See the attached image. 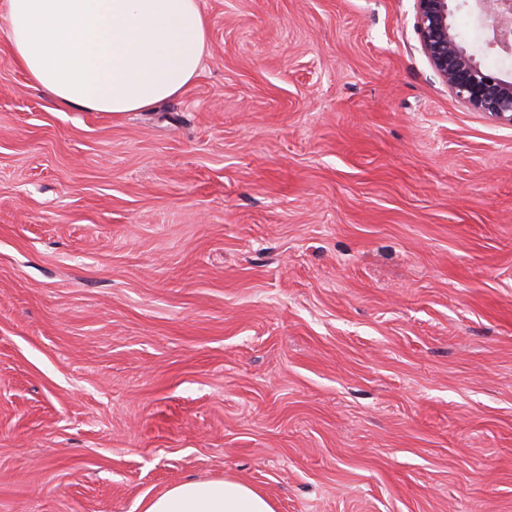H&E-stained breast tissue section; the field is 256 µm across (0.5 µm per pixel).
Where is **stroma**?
<instances>
[{
  "instance_id": "stroma-1",
  "label": "stroma",
  "mask_w": 512,
  "mask_h": 512,
  "mask_svg": "<svg viewBox=\"0 0 512 512\" xmlns=\"http://www.w3.org/2000/svg\"><path fill=\"white\" fill-rule=\"evenodd\" d=\"M199 4L148 112L55 111L0 41V512L227 476L512 512V123L435 76L414 0Z\"/></svg>"
}]
</instances>
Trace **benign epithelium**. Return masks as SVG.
Returning <instances> with one entry per match:
<instances>
[{
	"instance_id": "1",
	"label": "benign epithelium",
	"mask_w": 512,
	"mask_h": 512,
	"mask_svg": "<svg viewBox=\"0 0 512 512\" xmlns=\"http://www.w3.org/2000/svg\"><path fill=\"white\" fill-rule=\"evenodd\" d=\"M474 2L490 50L512 57V0H414L415 29L435 75L468 108L512 123V80L481 66L453 27L461 4Z\"/></svg>"
}]
</instances>
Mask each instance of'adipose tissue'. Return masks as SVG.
Here are the masks:
<instances>
[{"instance_id": "1", "label": "adipose tissue", "mask_w": 512, "mask_h": 512, "mask_svg": "<svg viewBox=\"0 0 512 512\" xmlns=\"http://www.w3.org/2000/svg\"><path fill=\"white\" fill-rule=\"evenodd\" d=\"M8 47L60 112H140L197 76L208 37L198 0H6ZM143 512H275L236 478L185 481Z\"/></svg>"}]
</instances>
